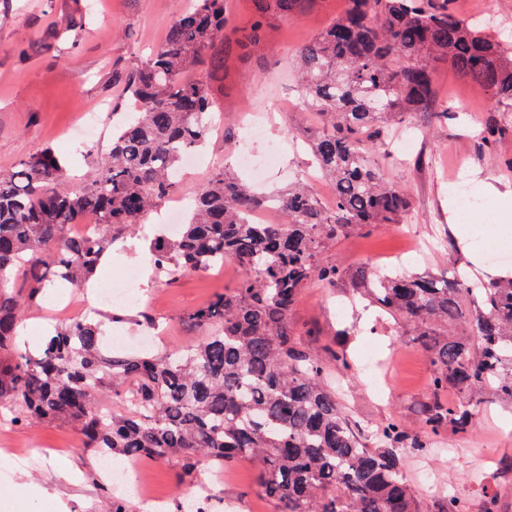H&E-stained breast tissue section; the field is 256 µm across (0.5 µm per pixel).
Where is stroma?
Instances as JSON below:
<instances>
[{
  "mask_svg": "<svg viewBox=\"0 0 512 512\" xmlns=\"http://www.w3.org/2000/svg\"><path fill=\"white\" fill-rule=\"evenodd\" d=\"M190 0H0V174L19 160L50 147L67 163L74 186L96 174L94 155H106L110 137L93 146L65 139L81 116L99 111L104 126L120 123V116L102 111L103 103L118 101L123 91L112 79L114 70L128 71L143 64L159 46L171 21ZM347 8V0H305L297 18H271L260 53L227 61L223 80L213 92L221 112L206 153L233 161L235 133L242 114L290 103L299 91L293 76L297 52L325 30ZM74 19L82 27L77 46L41 48V29ZM438 105L448 108L447 119L427 112L406 117L413 139L390 145L375 161L386 177L398 181L411 196L414 228L421 242L438 248L425 262L401 263L403 271L447 276L458 267L483 279L512 272V263L488 262L485 250L512 246V112L503 118L504 130L493 147L482 141L483 123L490 118L484 91L445 65L436 66ZM322 118L306 108L273 112L267 133L283 150L259 192L287 188L311 170L306 140L322 131ZM493 185L496 196L485 195L482 184ZM477 198L472 210L460 207L461 187ZM155 232L151 224L113 244L109 263L98 279L120 281L124 271L138 269L145 307L160 323L169 325L165 347L177 349L199 332L183 317L215 295L235 288L241 271L229 266L207 274L192 273L171 282L159 281L150 252ZM398 227L379 224L330 243L322 256L343 263L346 278L333 288H305L290 315L292 326L309 333L307 347L317 356L345 348L351 370H337L342 383L340 400L353 420L368 430L389 419L415 431L420 410L433 397V366L414 343V329L395 322L374 306L358 286L362 266L387 260L398 246ZM15 436L33 448L47 449L40 466L28 470L0 457V512H112V496L103 489L107 471L98 455L82 448L75 432L59 424H22ZM67 448L71 468L58 464L56 449ZM234 483L218 486V500L232 512H269L271 504L259 486L258 465L236 463ZM404 472L421 512H438L441 499L455 495L467 501L469 512H480L482 495L503 494L502 512H512V408L492 404L475 418L469 433L445 434L423 449L409 453Z\"/></svg>",
  "mask_w": 512,
  "mask_h": 512,
  "instance_id": "obj_1",
  "label": "stroma"
}]
</instances>
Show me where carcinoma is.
<instances>
[{"label":"carcinoma","mask_w":512,"mask_h":512,"mask_svg":"<svg viewBox=\"0 0 512 512\" xmlns=\"http://www.w3.org/2000/svg\"><path fill=\"white\" fill-rule=\"evenodd\" d=\"M301 0H255L251 25L224 35V0H194L140 68L115 73L127 111L96 176L78 189L51 148L0 174V418L64 424L98 453L176 459L178 481L201 482L198 462L224 469L251 457L274 512H420L403 455L448 430L466 433L486 404L512 403V277L463 283L367 267L372 303L411 323L434 368V398L411 433L389 420L368 434L328 379L347 355H312L289 315L304 288H333L346 269L326 245L374 224H406V189L387 181L367 151L391 139L389 122L435 106L434 67L450 65L512 107V40L461 18L448 0H348L345 12L299 54V89L324 118L309 142L334 191L327 207L304 185L276 194L282 220L254 222L272 197L218 168L193 197L178 235L151 241L171 281L224 259L236 288L185 314L205 336L177 351L112 350L103 326L126 316L60 321L36 347L19 343L26 312L51 288L83 286L112 244L174 195L182 156L209 134V78L233 56L260 50L267 21ZM99 230L75 236L89 213ZM461 328L464 334L448 336ZM460 395L444 403L439 395Z\"/></svg>","instance_id":"1"}]
</instances>
